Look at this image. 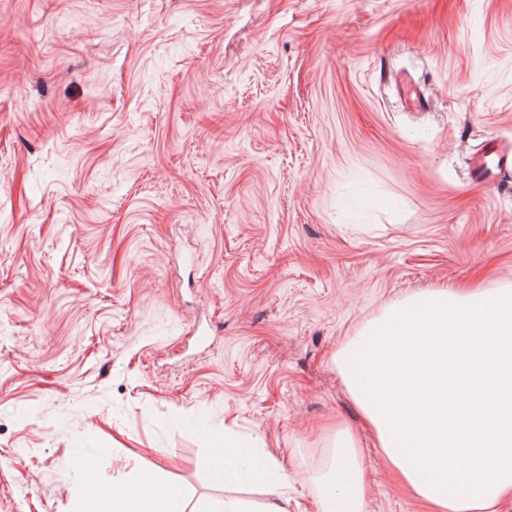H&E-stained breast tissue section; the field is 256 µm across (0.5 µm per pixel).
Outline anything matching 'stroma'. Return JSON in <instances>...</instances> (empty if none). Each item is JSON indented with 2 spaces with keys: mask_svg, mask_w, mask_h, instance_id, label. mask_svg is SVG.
<instances>
[{
  "mask_svg": "<svg viewBox=\"0 0 512 512\" xmlns=\"http://www.w3.org/2000/svg\"><path fill=\"white\" fill-rule=\"evenodd\" d=\"M512 0H0V512H321L336 425L365 512H426L334 362L418 290L512 284ZM272 454L217 479L215 451ZM93 460L94 471L82 464ZM494 155V159L489 163L486 158ZM512 171V155L508 152H500L497 148L491 152L486 151L476 155L471 164L473 177L481 184L498 189ZM100 485V484H99ZM101 491L97 493L94 485H88L84 490V498L90 502L106 501L110 504L107 512H185L187 502L180 489L155 482H148L144 478L113 485L112 494L100 485ZM178 503L180 510H173ZM206 512H285L280 500L264 499L259 503H245L236 499H224Z\"/></svg>",
  "mask_w": 512,
  "mask_h": 512,
  "instance_id": "obj_1",
  "label": "stroma"
}]
</instances>
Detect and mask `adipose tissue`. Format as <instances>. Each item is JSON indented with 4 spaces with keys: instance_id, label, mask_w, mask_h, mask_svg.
<instances>
[{
    "instance_id": "ef3b65f1",
    "label": "adipose tissue",
    "mask_w": 512,
    "mask_h": 512,
    "mask_svg": "<svg viewBox=\"0 0 512 512\" xmlns=\"http://www.w3.org/2000/svg\"><path fill=\"white\" fill-rule=\"evenodd\" d=\"M336 366L388 467L435 512H496L512 497V286L415 292L347 339ZM323 512H364L359 439L330 436ZM109 512H174L180 489H101Z\"/></svg>"
}]
</instances>
